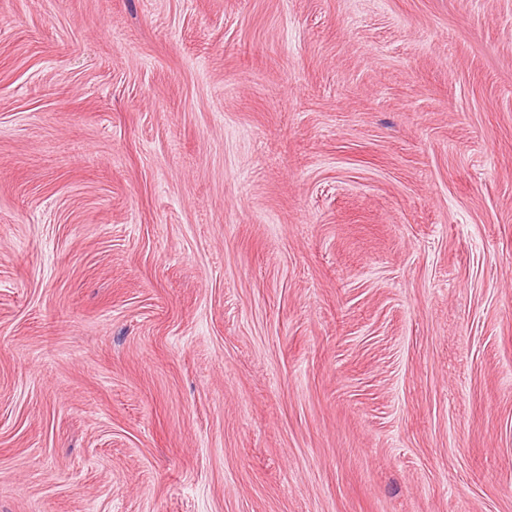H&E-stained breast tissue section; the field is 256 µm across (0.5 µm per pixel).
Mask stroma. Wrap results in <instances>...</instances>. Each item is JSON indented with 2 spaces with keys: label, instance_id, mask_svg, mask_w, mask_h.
I'll return each instance as SVG.
<instances>
[{
  "label": "stroma",
  "instance_id": "1",
  "mask_svg": "<svg viewBox=\"0 0 512 512\" xmlns=\"http://www.w3.org/2000/svg\"><path fill=\"white\" fill-rule=\"evenodd\" d=\"M0 512H512V0H0Z\"/></svg>",
  "mask_w": 512,
  "mask_h": 512
}]
</instances>
